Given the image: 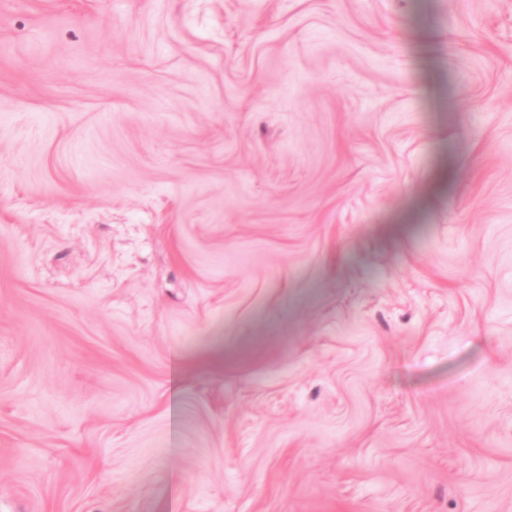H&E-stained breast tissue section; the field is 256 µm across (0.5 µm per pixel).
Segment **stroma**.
<instances>
[{
	"mask_svg": "<svg viewBox=\"0 0 512 512\" xmlns=\"http://www.w3.org/2000/svg\"><path fill=\"white\" fill-rule=\"evenodd\" d=\"M0 512H512V0H0Z\"/></svg>",
	"mask_w": 512,
	"mask_h": 512,
	"instance_id": "stroma-1",
	"label": "stroma"
}]
</instances>
